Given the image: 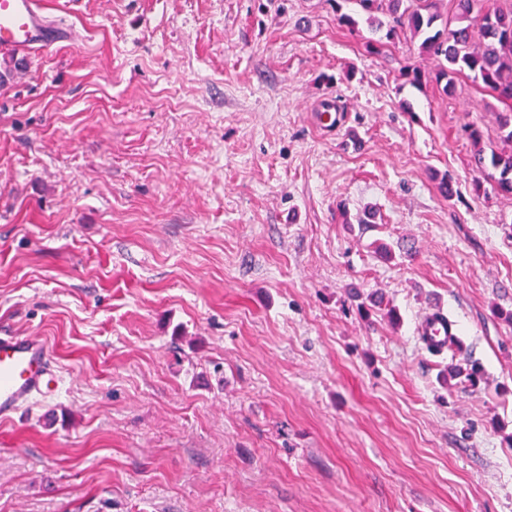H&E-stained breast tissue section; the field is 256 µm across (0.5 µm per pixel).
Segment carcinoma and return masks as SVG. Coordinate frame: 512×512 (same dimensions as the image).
Masks as SVG:
<instances>
[{"instance_id":"cac0c4a2","label":"carcinoma","mask_w":512,"mask_h":512,"mask_svg":"<svg viewBox=\"0 0 512 512\" xmlns=\"http://www.w3.org/2000/svg\"><path fill=\"white\" fill-rule=\"evenodd\" d=\"M367 14L372 30H386L384 39L370 40L365 50L378 53L384 42L393 43L405 33L420 41L419 52L437 60L432 82L445 95L455 89L457 77L482 82L507 104L500 113L498 133L512 145V6L500 0H450L445 13L437 0H356ZM480 39L474 41L473 30ZM473 170L493 182V189L512 195V152L477 150Z\"/></svg>"}]
</instances>
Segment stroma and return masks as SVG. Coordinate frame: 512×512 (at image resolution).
I'll return each instance as SVG.
<instances>
[{"mask_svg":"<svg viewBox=\"0 0 512 512\" xmlns=\"http://www.w3.org/2000/svg\"><path fill=\"white\" fill-rule=\"evenodd\" d=\"M43 2L65 37L0 86V331L64 381L0 421V512H512L496 95L404 83L435 60L367 53L353 0ZM308 116L311 124L324 136H335L345 129L347 125L346 114L336 113V100L328 97L322 104L314 103ZM473 170L481 173L493 182V189L501 194L512 195V152H491L488 158L482 149H478L472 156ZM494 172H488L489 169ZM498 173V177H496ZM454 326L452 321L448 323V315L440 310H432L423 317L418 333L420 336H427L425 347L429 352L441 355L448 350V336H457ZM445 340L446 343L441 346Z\"/></svg>","mask_w":512,"mask_h":512,"instance_id":"35a3bbf8","label":"stroma"}]
</instances>
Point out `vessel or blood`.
Wrapping results in <instances>:
<instances>
[{
	"label": "vessel or blood",
	"mask_w": 512,
	"mask_h": 512,
	"mask_svg": "<svg viewBox=\"0 0 512 512\" xmlns=\"http://www.w3.org/2000/svg\"><path fill=\"white\" fill-rule=\"evenodd\" d=\"M60 27L40 0H0V52L26 53L56 43ZM311 124L324 136L345 129L347 116L328 97L309 109ZM429 352L444 353L443 343L456 329L442 311L428 312L418 326ZM60 378L47 343L40 337L0 333V419L9 420L33 399L55 391Z\"/></svg>",
	"instance_id": "b4317fda"
}]
</instances>
